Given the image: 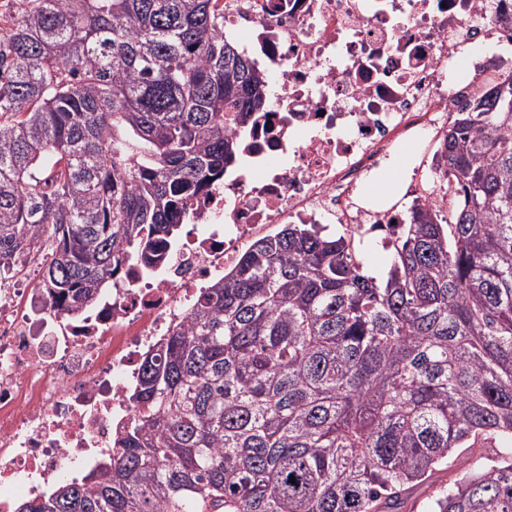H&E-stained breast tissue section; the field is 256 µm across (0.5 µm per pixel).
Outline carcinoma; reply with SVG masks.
Here are the masks:
<instances>
[{"label":"carcinoma","instance_id":"cac0c4a2","mask_svg":"<svg viewBox=\"0 0 512 512\" xmlns=\"http://www.w3.org/2000/svg\"><path fill=\"white\" fill-rule=\"evenodd\" d=\"M12 2L0 264L39 239L41 287L88 308L163 259L266 79L222 0ZM455 114L448 211L417 206L387 271L319 224L257 239L146 353L112 453L17 512H512V76Z\"/></svg>","mask_w":512,"mask_h":512}]
</instances>
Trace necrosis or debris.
I'll return each instance as SVG.
<instances>
[{
  "mask_svg": "<svg viewBox=\"0 0 512 512\" xmlns=\"http://www.w3.org/2000/svg\"><path fill=\"white\" fill-rule=\"evenodd\" d=\"M512 0H224V35L270 81L271 104L238 140L188 230L151 274L128 263L97 303L60 310L27 273L0 275V512L78 482L136 419L145 354L185 322L243 247L281 224H338L390 244L413 206L447 209L436 153L448 114L487 72L512 75ZM413 147L430 165L399 201L364 187Z\"/></svg>",
  "mask_w": 512,
  "mask_h": 512,
  "instance_id": "obj_1",
  "label": "necrosis or debris"
}]
</instances>
